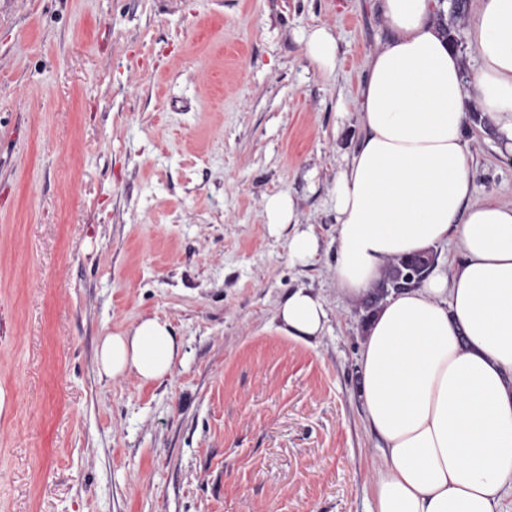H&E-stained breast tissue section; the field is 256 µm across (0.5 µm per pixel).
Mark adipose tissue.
<instances>
[{
	"instance_id": "1",
	"label": "adipose tissue",
	"mask_w": 512,
	"mask_h": 512,
	"mask_svg": "<svg viewBox=\"0 0 512 512\" xmlns=\"http://www.w3.org/2000/svg\"><path fill=\"white\" fill-rule=\"evenodd\" d=\"M439 0H379L388 31L358 95L366 135L336 178L335 280L365 294L386 260L455 239L452 275L379 305L359 358L361 399L384 463L370 512H500L512 491V203H471L464 131L477 102L512 155V0H478L466 37L478 67L438 21ZM281 330L319 335V296L292 291ZM182 345L156 317L103 336L98 364L114 378L170 375Z\"/></svg>"
}]
</instances>
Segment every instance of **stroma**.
<instances>
[{
	"mask_svg": "<svg viewBox=\"0 0 512 512\" xmlns=\"http://www.w3.org/2000/svg\"><path fill=\"white\" fill-rule=\"evenodd\" d=\"M386 36L377 0H0V512H369L370 311L336 286L331 197ZM466 136L473 201L511 203L479 109ZM281 193L308 262L266 223ZM297 288L321 336L280 331ZM146 317L171 375L101 376ZM306 52L323 70L331 73L336 69L337 42L326 27H318L309 34ZM319 250V241L311 229H296L288 238L289 256L301 263L312 258Z\"/></svg>",
	"mask_w": 512,
	"mask_h": 512,
	"instance_id": "35a3bbf8",
	"label": "stroma"
}]
</instances>
